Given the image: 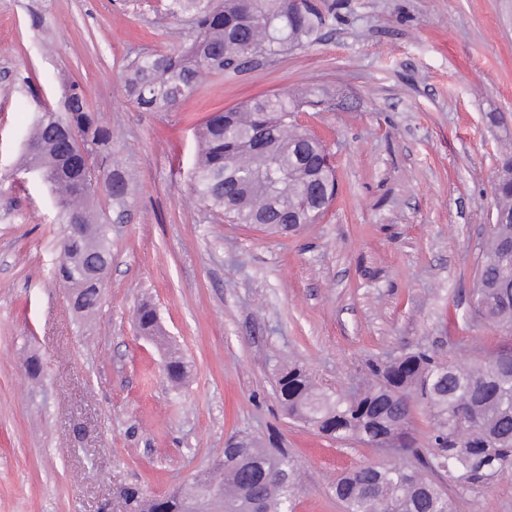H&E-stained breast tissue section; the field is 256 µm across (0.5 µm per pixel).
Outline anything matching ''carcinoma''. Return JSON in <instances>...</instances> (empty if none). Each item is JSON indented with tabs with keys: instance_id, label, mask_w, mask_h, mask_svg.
I'll use <instances>...</instances> for the list:
<instances>
[{
	"instance_id": "cac0c4a2",
	"label": "carcinoma",
	"mask_w": 512,
	"mask_h": 512,
	"mask_svg": "<svg viewBox=\"0 0 512 512\" xmlns=\"http://www.w3.org/2000/svg\"><path fill=\"white\" fill-rule=\"evenodd\" d=\"M166 0L175 16L189 12L193 36L177 51L142 55L126 67L125 90L145 112L169 109L191 95L204 76L235 73L260 60L286 55L313 41L326 16L314 0ZM64 111L34 113L23 171L34 169L53 195L57 221L73 212L85 231L61 237L54 277L75 300L77 310L100 302L105 265L87 269L105 249L97 213L102 194L120 206L129 179L112 170V130L87 106L83 87L73 82L62 94ZM317 89L253 98L215 112L197 129L198 156L193 191L216 213L235 224H257L278 234L318 223L337 192L336 168L322 141L305 143L297 122L304 108H318ZM72 132L64 145L55 123ZM262 133V143L249 135ZM495 211L484 259L478 269L468 316L512 333V153H502L494 183ZM294 223H288V218ZM141 332L159 338L155 308L137 313ZM172 382L186 375L182 357L167 362ZM374 383L351 397L320 389L301 366L276 373V392L288 416L338 441L354 440L387 452L412 456L416 466L374 464L337 478L333 495L344 512H456L452 488L475 492L512 467V348L494 351L465 367L427 351H409L369 366ZM429 412L433 431L427 454L412 436L415 406ZM295 460L248 436L247 447L224 449L223 465L200 478L224 485V512H288L297 491ZM270 478L255 482L262 472ZM196 496L180 485L164 497L125 491L131 512H193Z\"/></svg>"
}]
</instances>
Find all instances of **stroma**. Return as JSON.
<instances>
[{"instance_id":"1","label":"stroma","mask_w":512,"mask_h":512,"mask_svg":"<svg viewBox=\"0 0 512 512\" xmlns=\"http://www.w3.org/2000/svg\"><path fill=\"white\" fill-rule=\"evenodd\" d=\"M320 2L336 15L308 46L143 112L124 70L187 42L189 14L0 0V512H126L123 488L165 494L239 432L294 458V512H343L337 477L391 457L288 419L276 369L303 365L342 395L375 360L422 348L468 364L507 343L465 314L512 143V0ZM66 81L112 128L117 167L138 175L125 209L98 202L112 263L87 316L51 276L64 230L52 199L18 172L36 103L61 109ZM306 87L326 102L299 121L336 165L324 218L284 237L211 213L190 181L196 128ZM145 302L163 339L136 327ZM172 349L188 367L179 386ZM457 512H512V471Z\"/></svg>"}]
</instances>
